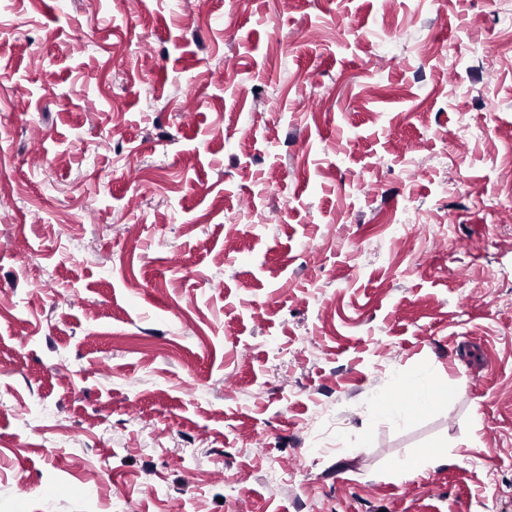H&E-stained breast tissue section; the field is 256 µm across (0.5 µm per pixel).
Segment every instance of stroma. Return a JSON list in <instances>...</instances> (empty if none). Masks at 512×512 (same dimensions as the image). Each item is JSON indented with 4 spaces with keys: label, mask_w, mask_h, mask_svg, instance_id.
Listing matches in <instances>:
<instances>
[{
    "label": "stroma",
    "mask_w": 512,
    "mask_h": 512,
    "mask_svg": "<svg viewBox=\"0 0 512 512\" xmlns=\"http://www.w3.org/2000/svg\"><path fill=\"white\" fill-rule=\"evenodd\" d=\"M510 199L500 0H0V512H512ZM438 374L429 366L417 368L406 380L400 382V394L388 395L379 393L375 400L379 401L390 419L397 425H407L415 414L437 396ZM411 390L416 396L414 399H405L402 391Z\"/></svg>",
    "instance_id": "obj_1"
}]
</instances>
